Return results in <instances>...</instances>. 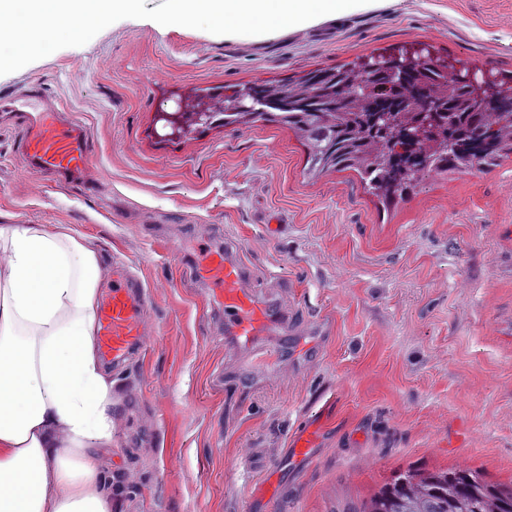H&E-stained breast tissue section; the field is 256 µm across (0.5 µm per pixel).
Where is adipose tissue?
I'll list each match as a JSON object with an SVG mask.
<instances>
[{"label":"adipose tissue","mask_w":512,"mask_h":512,"mask_svg":"<svg viewBox=\"0 0 512 512\" xmlns=\"http://www.w3.org/2000/svg\"><path fill=\"white\" fill-rule=\"evenodd\" d=\"M101 278L65 229L0 227V512H112L89 463L112 441L92 341Z\"/></svg>","instance_id":"ef3b65f1"}]
</instances>
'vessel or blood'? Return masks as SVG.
Returning a JSON list of instances; mask_svg holds the SVG:
<instances>
[{"mask_svg":"<svg viewBox=\"0 0 512 512\" xmlns=\"http://www.w3.org/2000/svg\"><path fill=\"white\" fill-rule=\"evenodd\" d=\"M62 110L55 95L41 82L0 94V112L9 113L16 133L14 144L31 171L51 175L66 185L79 180L87 170L93 140L83 124L65 119ZM250 275L248 264L231 253L218 250L206 255L205 281L221 298L226 334L260 362L272 366L279 360V350L260 345L259 338L273 321L274 313L270 304L248 288ZM148 304L143 281L127 268H114L112 285L96 312L95 336L100 356L113 369H121L131 357L144 352ZM313 455L308 427L299 425L287 457L294 462H309Z\"/></svg>","mask_w":512,"mask_h":512,"instance_id":"b4317fda","label":"vessel or blood"}]
</instances>
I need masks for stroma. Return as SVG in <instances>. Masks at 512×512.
Listing matches in <instances>:
<instances>
[{"label":"stroma","instance_id":"35a3bbf8","mask_svg":"<svg viewBox=\"0 0 512 512\" xmlns=\"http://www.w3.org/2000/svg\"><path fill=\"white\" fill-rule=\"evenodd\" d=\"M418 41L512 71V0H371L263 35L122 19L87 44L0 76L49 84L86 125L83 184L48 185L0 130V225L67 227L150 292L147 352L113 377L133 413L91 464L119 481L112 512H268L262 484L300 422L312 462L289 466L282 512H350L408 466L512 482V159L429 178L391 210L353 172L311 181L274 126L161 136L166 100L295 78ZM236 245L291 326L256 368L195 276V245Z\"/></svg>","mask_w":512,"mask_h":512}]
</instances>
